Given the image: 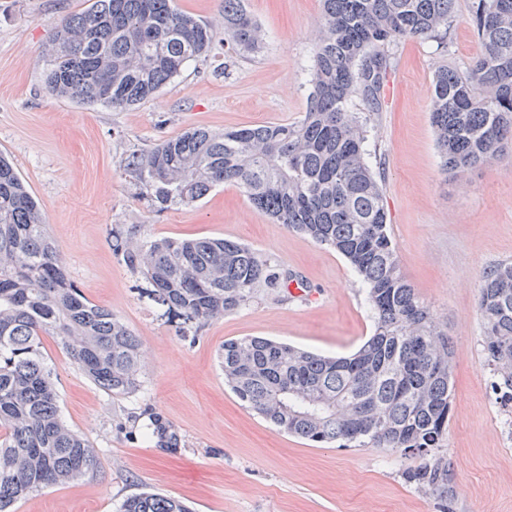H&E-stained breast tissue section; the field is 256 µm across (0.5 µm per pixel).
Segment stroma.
<instances>
[{"instance_id":"35a3bbf8","label":"stroma","mask_w":512,"mask_h":512,"mask_svg":"<svg viewBox=\"0 0 512 512\" xmlns=\"http://www.w3.org/2000/svg\"><path fill=\"white\" fill-rule=\"evenodd\" d=\"M86 0H0V153L38 199L75 285L142 343L141 389L115 397L93 384L52 339L60 415L96 450L93 473L33 492L15 512H118L140 492L188 501L194 512H512V412L500 406L476 312L484 271L512 261V145L494 164L441 172L431 124L436 71L468 72L480 50L471 0H457L445 43L401 40L372 117L366 160L379 172L401 268L448 327L454 372L448 469L440 501L407 474L416 456L391 448L315 445L246 408L224 383L225 340L263 336L347 355L372 334L366 291L335 250L258 212L235 185L194 206L157 212L125 170L127 156L193 128L295 124L307 112L321 0H245L266 34L257 54L225 57L216 45L160 92L129 109L89 106L44 85L56 28ZM140 224L154 237H218L248 245L304 285L259 289L247 306L181 340L176 320L146 296L149 283L112 250V227ZM149 408L180 442L159 447L131 418Z\"/></svg>"}]
</instances>
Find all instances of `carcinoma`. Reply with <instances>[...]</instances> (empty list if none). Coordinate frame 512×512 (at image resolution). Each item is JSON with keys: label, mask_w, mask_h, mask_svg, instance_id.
I'll use <instances>...</instances> for the list:
<instances>
[{"label": "carcinoma", "mask_w": 512, "mask_h": 512, "mask_svg": "<svg viewBox=\"0 0 512 512\" xmlns=\"http://www.w3.org/2000/svg\"><path fill=\"white\" fill-rule=\"evenodd\" d=\"M456 0H322L312 91L295 124L224 132L188 130L126 171L152 206H191L221 183L243 189L259 212L339 252L367 292L373 333L354 353L324 356L251 336L224 341V378L247 407L284 432L340 448H394L425 460L408 478L441 496L448 469L436 451L448 433L453 352L447 329L405 276L387 225L382 188L365 158L389 48L407 37L445 38ZM481 53L463 74L435 75L431 119L442 171L488 165L512 142V0H472ZM97 27L100 34L90 35ZM217 29L176 0H92L53 34L45 84L89 105L130 108L164 88L186 63L207 60ZM263 32L243 0H224V49L255 53ZM112 250L152 285L151 300L181 319L194 341L206 323L249 304L262 286L288 287L267 261L231 240L147 238L141 225L112 228ZM477 314L500 404L512 407V263L484 273ZM52 338L99 388L125 396L142 386V351L126 323L90 302L69 278L40 208L0 154V512L44 487L99 466L95 449L59 415ZM159 445L173 426L146 409ZM120 512H191L182 500L142 492Z\"/></svg>", "instance_id": "obj_1"}]
</instances>
